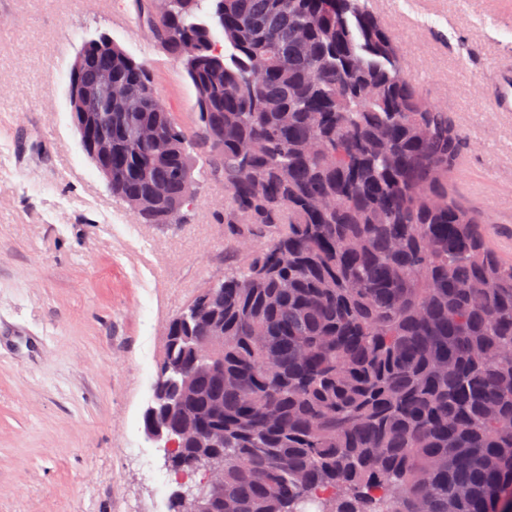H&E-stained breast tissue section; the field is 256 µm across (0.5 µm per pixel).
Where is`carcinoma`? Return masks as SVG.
I'll return each instance as SVG.
<instances>
[{
	"mask_svg": "<svg viewBox=\"0 0 512 512\" xmlns=\"http://www.w3.org/2000/svg\"><path fill=\"white\" fill-rule=\"evenodd\" d=\"M137 3L195 88L196 124L120 45H81L83 78L110 67L126 92L91 113L112 129V196L172 223L196 151L224 223L278 228L174 319L155 380L181 412L168 434L184 418L224 433L229 512H506L512 263L449 192L460 135L394 33L369 0ZM144 124L167 153L138 141ZM199 365L213 371L179 391ZM208 452L187 445L168 469Z\"/></svg>",
	"mask_w": 512,
	"mask_h": 512,
	"instance_id": "cac0c4a2",
	"label": "carcinoma"
}]
</instances>
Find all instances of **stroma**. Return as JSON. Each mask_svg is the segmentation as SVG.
Wrapping results in <instances>:
<instances>
[{
	"label": "stroma",
	"mask_w": 512,
	"mask_h": 512,
	"mask_svg": "<svg viewBox=\"0 0 512 512\" xmlns=\"http://www.w3.org/2000/svg\"><path fill=\"white\" fill-rule=\"evenodd\" d=\"M420 95L444 106L464 168L449 183L512 261V0H372ZM105 32L147 62L186 128L196 93L134 0H0V512H167L175 488L143 413L164 329L243 261L264 226L224 221V186L196 160L179 224L135 223L80 145L71 64Z\"/></svg>",
	"instance_id": "obj_1"
}]
</instances>
